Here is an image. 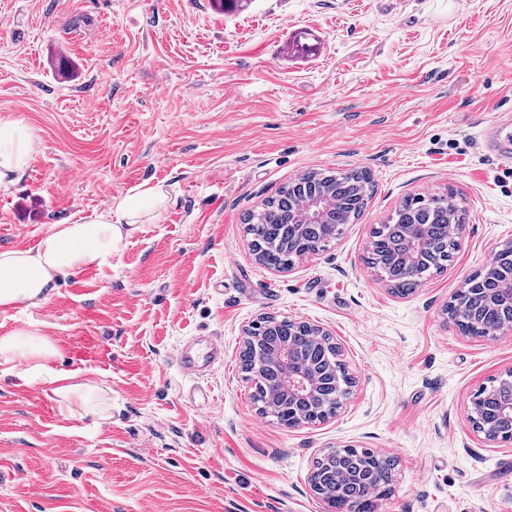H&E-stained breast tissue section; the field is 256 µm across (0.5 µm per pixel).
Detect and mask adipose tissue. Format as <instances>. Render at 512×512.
<instances>
[{
	"label": "adipose tissue",
	"mask_w": 512,
	"mask_h": 512,
	"mask_svg": "<svg viewBox=\"0 0 512 512\" xmlns=\"http://www.w3.org/2000/svg\"><path fill=\"white\" fill-rule=\"evenodd\" d=\"M34 151L30 132L17 122L0 123V177L21 170ZM161 188L149 187L115 199L109 212L79 224H54L33 250L0 251V307L47 300L61 276L80 269L110 265L126 226L159 210ZM50 339L37 331L0 336V366L15 369L53 357Z\"/></svg>",
	"instance_id": "1"
}]
</instances>
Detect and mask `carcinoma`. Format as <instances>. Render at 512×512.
<instances>
[{
	"instance_id": "obj_1",
	"label": "carcinoma",
	"mask_w": 512,
	"mask_h": 512,
	"mask_svg": "<svg viewBox=\"0 0 512 512\" xmlns=\"http://www.w3.org/2000/svg\"><path fill=\"white\" fill-rule=\"evenodd\" d=\"M368 184L369 177L362 171L340 174L316 172L308 179L282 187L277 196L247 218V231L253 238L259 261L279 268L288 265L292 258L317 252L335 240L342 233V226L358 219L364 211L368 202ZM314 192H322L329 198L330 205L323 223L333 224L337 229L330 233L315 226L288 229V225L298 223L299 199ZM456 211L452 202L445 201L443 196L403 201L388 218L389 226L373 231L366 262L387 276L396 292L401 295L410 293L416 283L409 270L406 236L417 232L429 240L430 249L423 255L422 265L427 273L441 272L455 248V242L448 237V217ZM471 279L478 282L481 291L458 296V305L463 312L458 313L452 308L448 314L461 333L483 337L495 332L494 325L501 323L505 316V311H491L487 306V299L496 294L501 282L498 276L485 271L474 273ZM294 326L293 321L281 319L262 342L245 346L239 355L241 370L250 375L261 366L267 377H274L273 365L266 360L267 352ZM295 355L325 377L349 384L345 369L337 360L336 347L322 344L309 336L296 346ZM255 389L254 399L262 404V412L279 421L288 415V408L296 407L286 393L271 402L262 387L257 385ZM511 400L512 392L504 388L487 401L485 420L488 436L512 440V416L502 412ZM339 405L340 400L337 399L323 409L307 405L304 412L313 423L335 413ZM392 466L390 459L379 454L373 457L358 448H351L339 461L334 455L320 458L314 469L323 475L325 491L334 502L360 505L367 499L369 491H385L391 481Z\"/></svg>"
}]
</instances>
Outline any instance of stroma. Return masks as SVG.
Masks as SVG:
<instances>
[{"label": "stroma", "instance_id": "35a3bbf8", "mask_svg": "<svg viewBox=\"0 0 512 512\" xmlns=\"http://www.w3.org/2000/svg\"><path fill=\"white\" fill-rule=\"evenodd\" d=\"M512 111V0H0V122L36 152L0 181V250L158 186L109 266L0 307V336L37 329L58 354L0 366V512H327L308 475L333 448L394 463L377 512H512V441L471 401L512 372V328L459 332L453 296L512 244V163L479 136ZM365 170L344 233L275 270L244 218L311 171ZM452 197L453 259L413 293L365 262L408 197ZM327 330L352 382L335 415L288 428L239 368L261 316ZM201 336L223 364L191 376ZM93 380L104 417L64 408L53 376ZM204 341V347L183 346L175 354V360L183 373L197 375L204 369L224 362V344L211 339L197 340L196 345Z\"/></svg>", "mask_w": 512, "mask_h": 512}]
</instances>
